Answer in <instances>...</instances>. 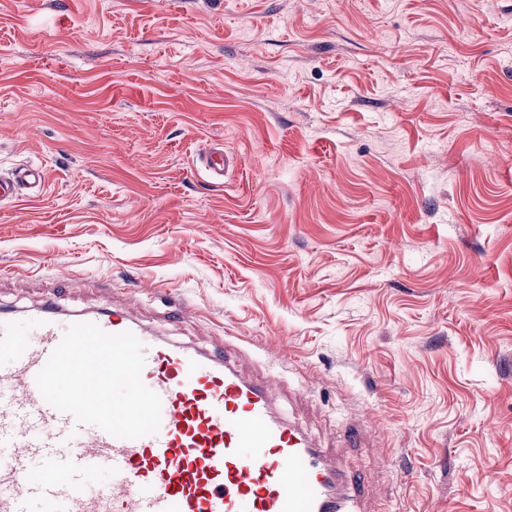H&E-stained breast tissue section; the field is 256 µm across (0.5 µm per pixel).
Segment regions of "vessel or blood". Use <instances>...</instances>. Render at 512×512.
<instances>
[{
	"mask_svg": "<svg viewBox=\"0 0 512 512\" xmlns=\"http://www.w3.org/2000/svg\"><path fill=\"white\" fill-rule=\"evenodd\" d=\"M46 179L31 165L0 177V203ZM27 317L32 341L0 313V512H349L361 496L352 473L275 412L277 384L237 371L234 344L201 352L142 335L121 307L90 315L140 336L142 380L162 400L157 434L120 439L43 399L35 377L66 325L50 303ZM97 471L111 486L90 487Z\"/></svg>",
	"mask_w": 512,
	"mask_h": 512,
	"instance_id": "vessel-or-blood-1",
	"label": "vessel or blood"
}]
</instances>
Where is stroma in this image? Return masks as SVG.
Segmentation results:
<instances>
[{
  "label": "stroma",
  "instance_id": "1",
  "mask_svg": "<svg viewBox=\"0 0 512 512\" xmlns=\"http://www.w3.org/2000/svg\"><path fill=\"white\" fill-rule=\"evenodd\" d=\"M237 155L223 179L199 156ZM0 311L124 305L362 512H512V0H0ZM47 173L38 166H25L19 168L10 177H0V203L18 200L22 188L44 187Z\"/></svg>",
  "mask_w": 512,
  "mask_h": 512
}]
</instances>
